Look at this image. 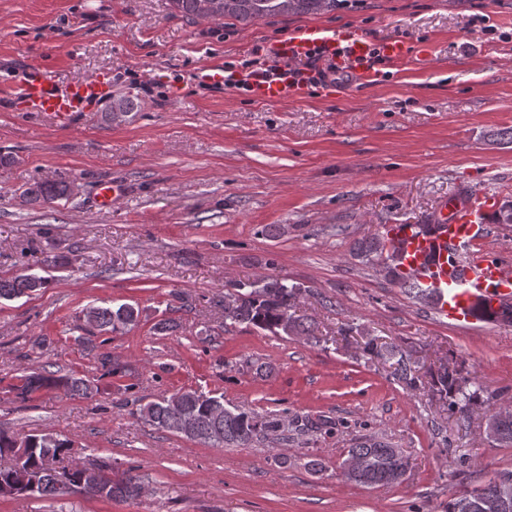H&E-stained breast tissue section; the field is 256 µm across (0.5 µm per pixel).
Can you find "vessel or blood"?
Instances as JSON below:
<instances>
[{
    "instance_id": "vessel-or-blood-1",
    "label": "vessel or blood",
    "mask_w": 512,
    "mask_h": 512,
    "mask_svg": "<svg viewBox=\"0 0 512 512\" xmlns=\"http://www.w3.org/2000/svg\"><path fill=\"white\" fill-rule=\"evenodd\" d=\"M315 49L328 59L339 56L356 62L358 85L362 88L375 79L370 63L372 54H380L389 64L397 65L413 53L412 47L402 41L376 48L357 30H335L314 24L289 34L277 44L273 56L299 60ZM251 84L255 98L265 102L301 92L300 85L287 77L275 81L255 78ZM98 91L99 85L94 81L78 82L69 90H59L39 69L28 71L20 85V95L28 107L55 117L69 115L79 102L97 96ZM499 208L497 196L481 192L468 200L444 201L437 223L430 227L389 224L384 228L386 239L398 250L401 271L428 288L440 315L455 324L475 322L476 302L495 311L512 301V257L492 256L481 247L490 229V219Z\"/></svg>"
}]
</instances>
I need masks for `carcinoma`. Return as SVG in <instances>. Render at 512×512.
Returning a JSON list of instances; mask_svg holds the SVG:
<instances>
[{
  "label": "carcinoma",
  "mask_w": 512,
  "mask_h": 512,
  "mask_svg": "<svg viewBox=\"0 0 512 512\" xmlns=\"http://www.w3.org/2000/svg\"><path fill=\"white\" fill-rule=\"evenodd\" d=\"M175 9L188 18L222 20L231 18L239 23H252L262 19L314 14L336 9V0H171ZM138 107L135 98L119 95L112 98L102 120L108 125L126 121ZM73 183L65 180L35 179L27 184L22 197L29 205L51 207L67 200L73 194ZM354 255L368 262L379 261L387 274L396 280L403 293L411 300L429 302L430 292L411 278L397 273L386 241L379 237L358 243ZM44 276L19 270L10 277H0V300H12L48 287ZM303 295L298 285H288L286 279L267 275L252 281H232L225 285L224 299L218 306L224 310V321L245 324L267 331L274 336H309L316 338L314 330L306 327L289 314ZM478 319L491 323L512 321V305L499 312H486L476 305ZM85 324L104 333H116L139 321L140 309L124 303L117 307L88 305L81 311ZM364 352L392 363L393 374L408 389L417 388L418 377L410 356L399 346L378 345L370 340ZM436 392L448 399V410L464 412L476 393L468 390L466 381L455 369L443 365L433 379ZM62 389L71 395L93 392L91 382L75 375H59L41 368L22 377L18 390L31 396L43 389ZM138 417L144 422L173 434L182 435L213 448H245L257 439H282L288 426L300 430L329 432L336 422L322 420L313 423L294 416L289 425L283 424L288 410L261 415L253 410L224 404V394L199 390L177 391L156 401L139 406ZM486 439L501 448L512 447V403L501 405L490 415L486 424ZM73 443L55 434H30L22 438L0 430V458L8 457L9 464L0 465V497L10 498H62L82 490L87 485L100 488L99 498L104 501L139 496L140 477L130 468L120 476L112 474V467L93 468L78 464L62 471L56 463L67 456ZM348 457L358 466L344 476L357 484L376 487L391 484L390 473L404 465L407 456L383 437L361 436L348 450ZM484 501H499V512H512V471L497 473L487 481L454 492L448 499L446 512H485Z\"/></svg>",
  "instance_id": "1"
}]
</instances>
